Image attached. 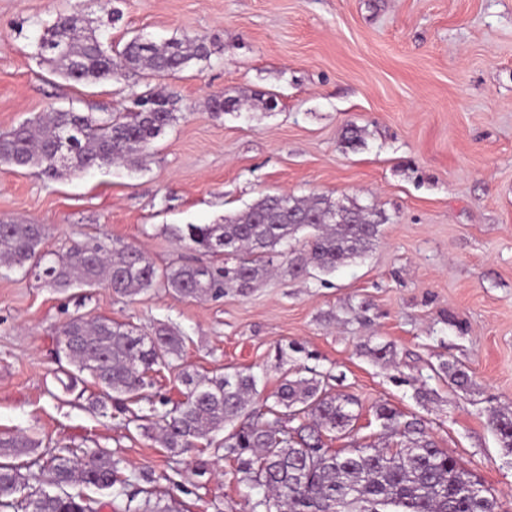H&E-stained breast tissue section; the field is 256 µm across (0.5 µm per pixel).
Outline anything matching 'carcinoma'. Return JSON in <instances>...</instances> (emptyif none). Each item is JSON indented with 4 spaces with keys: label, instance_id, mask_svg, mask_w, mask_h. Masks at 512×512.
<instances>
[{
    "label": "carcinoma",
    "instance_id": "carcinoma-1",
    "mask_svg": "<svg viewBox=\"0 0 512 512\" xmlns=\"http://www.w3.org/2000/svg\"><path fill=\"white\" fill-rule=\"evenodd\" d=\"M40 56L51 71L74 81L119 78L126 71L151 77L175 75L211 50L204 38L184 35L163 43L139 35L112 56L86 18L57 17L39 37ZM172 93L147 91L124 115L93 117L74 108L45 112L0 135V163L31 169L56 179L71 173L109 168L146 157L153 141L177 123ZM175 240L190 249L224 255V265L185 261L158 268L140 249L120 240L89 236L48 257L41 245L40 224H0V264L20 268L34 261L43 279L56 288L75 284L103 286L132 298L163 288L184 299L216 300L233 288L245 295L279 269L275 259L288 258V274L297 277L314 268L335 271L364 255L379 234V225L364 207L338 206L317 195L306 200L266 194L245 212L224 217L222 224L176 227ZM71 369L59 380L66 392L88 375L105 396L121 404L140 398L149 372L180 358L185 336L171 324L144 330L107 318H71L60 330ZM185 400L164 415L135 416L143 433L159 432L164 447L176 454L197 447L200 439L224 428L245 412L256 392L248 369L212 376L185 370ZM263 404L224 440V457L236 464L234 476L263 489L251 512H497L456 459L429 438L416 419H406L380 405L376 417L398 438L397 449L325 448L323 432L345 429L355 415L353 400L340 399L316 378L284 379ZM299 421L282 428V419ZM492 427L503 447L512 451V413H500ZM29 436H0V457L21 456L40 447ZM44 469L60 494L26 496L31 512H95V500L65 488L78 482L93 491L112 490L132 501L142 490L122 476L121 460L100 448L70 457L64 448L48 451ZM28 487L20 468L0 463V512L17 509L16 495Z\"/></svg>",
    "mask_w": 512,
    "mask_h": 512
}]
</instances>
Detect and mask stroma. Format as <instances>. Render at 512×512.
Wrapping results in <instances>:
<instances>
[{
	"instance_id": "obj_1",
	"label": "stroma",
	"mask_w": 512,
	"mask_h": 512,
	"mask_svg": "<svg viewBox=\"0 0 512 512\" xmlns=\"http://www.w3.org/2000/svg\"><path fill=\"white\" fill-rule=\"evenodd\" d=\"M115 8L122 18L107 25ZM63 13L100 22L111 52L136 34H188L211 55L163 79L179 120L145 168L51 180L0 164L1 224L44 225L50 253L89 235L118 239L160 268L223 263L171 228L223 223L266 194L369 208L380 235L332 274L282 273L218 301L62 291L34 270L0 268V435L40 440L13 460L31 489L47 484L35 464L45 450L103 448L125 477L152 474L169 512H249L257 489L214 450L236 423L178 455L133 421L183 401L182 369L247 368L258 404L286 376L352 398V424L324 436L336 451L388 445L378 405L418 418L512 512V453L491 426L512 412V0H0V134L52 109L121 112L145 91L139 72L96 83L52 73L38 42ZM214 93L243 105L210 111ZM77 315L173 323L183 357L154 373L149 401L93 409L98 388L79 399L55 379L58 332ZM384 346L394 355L381 360ZM445 364L467 370L465 388Z\"/></svg>"
}]
</instances>
